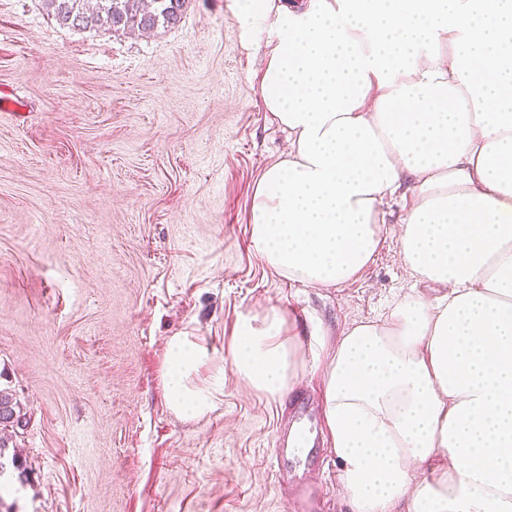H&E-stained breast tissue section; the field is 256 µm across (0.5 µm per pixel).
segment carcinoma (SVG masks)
I'll return each mask as SVG.
<instances>
[{
    "label": "carcinoma",
    "mask_w": 512,
    "mask_h": 512,
    "mask_svg": "<svg viewBox=\"0 0 512 512\" xmlns=\"http://www.w3.org/2000/svg\"><path fill=\"white\" fill-rule=\"evenodd\" d=\"M54 17L63 26L77 29L107 27L128 33L151 31L170 26L180 20L188 0H97L95 9L88 10L84 0H47ZM27 425L17 411L13 394L0 389V430H15Z\"/></svg>",
    "instance_id": "1"
}]
</instances>
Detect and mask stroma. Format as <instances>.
Instances as JSON below:
<instances>
[{"instance_id": "stroma-1", "label": "stroma", "mask_w": 512, "mask_h": 512, "mask_svg": "<svg viewBox=\"0 0 512 512\" xmlns=\"http://www.w3.org/2000/svg\"><path fill=\"white\" fill-rule=\"evenodd\" d=\"M235 0H189L146 34L61 26L0 0V389L28 424L5 457V512H292L274 448L291 399L249 391L239 315L279 308L301 343L384 318L415 287L386 239L337 288L281 278L250 247V203L288 148L256 93ZM223 369L215 407L178 416L168 342ZM289 475L336 492L329 439Z\"/></svg>"}]
</instances>
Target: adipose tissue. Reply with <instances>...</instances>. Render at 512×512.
Listing matches in <instances>:
<instances>
[{"mask_svg": "<svg viewBox=\"0 0 512 512\" xmlns=\"http://www.w3.org/2000/svg\"><path fill=\"white\" fill-rule=\"evenodd\" d=\"M256 90L288 150L261 174L250 242L282 278L355 280L401 201L398 253L419 282L383 321L329 340L326 431L351 512H512V0H237ZM279 310L241 316L230 364L290 392L306 351ZM168 343L167 400L214 404L207 360Z\"/></svg>", "mask_w": 512, "mask_h": 512, "instance_id": "adipose-tissue-1", "label": "adipose tissue"}]
</instances>
